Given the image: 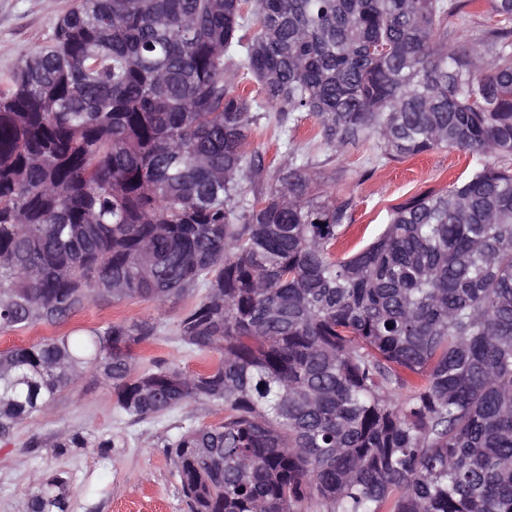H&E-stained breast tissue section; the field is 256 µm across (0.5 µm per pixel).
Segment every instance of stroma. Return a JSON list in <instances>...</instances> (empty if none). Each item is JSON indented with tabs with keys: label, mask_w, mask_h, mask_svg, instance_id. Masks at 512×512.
<instances>
[{
	"label": "stroma",
	"mask_w": 512,
	"mask_h": 512,
	"mask_svg": "<svg viewBox=\"0 0 512 512\" xmlns=\"http://www.w3.org/2000/svg\"><path fill=\"white\" fill-rule=\"evenodd\" d=\"M73 0H0V76L16 70L23 55L38 51L52 35L57 19ZM310 156L322 173L340 170L337 192H353L358 206L355 222L332 247L341 256L363 247L379 234L387 222V211L427 189L444 186L455 176L469 172L473 161L467 152L437 151L402 162L375 163L369 145L359 144L333 154L319 135L315 119L303 117L292 140H285L275 121L261 120L254 127L248 152L259 153L268 168L287 159L288 147ZM190 304L177 301L166 312H158L150 301L134 300L86 308L68 323L69 328L101 325L117 320L160 319L161 333L150 342L134 346L138 370L164 359L194 373L219 359L218 354H196L173 334L179 315ZM200 425L224 418L222 405L201 401L189 410H177L160 421L126 424L115 412L111 389L84 379L76 388L62 391L46 414H36L18 426L9 440L0 441V512H24L29 492L49 473L72 475L75 489L71 512H187L179 491L178 477L163 442L184 416ZM121 433L122 448L101 455L95 448H69L51 453L32 447L31 441L64 432ZM92 493H83V483Z\"/></svg>",
	"instance_id": "obj_1"
}]
</instances>
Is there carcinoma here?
Masks as SVG:
<instances>
[{
  "label": "carcinoma",
  "mask_w": 512,
  "mask_h": 512,
  "mask_svg": "<svg viewBox=\"0 0 512 512\" xmlns=\"http://www.w3.org/2000/svg\"><path fill=\"white\" fill-rule=\"evenodd\" d=\"M476 2L76 0L0 89V333L196 294L176 339L220 358L138 372L151 319L0 350V441L89 375L132 423L224 406L164 442L188 512H512V0H485L487 54L459 43ZM271 112L337 153L475 165L336 257L357 198L247 155Z\"/></svg>",
  "instance_id": "obj_1"
}]
</instances>
